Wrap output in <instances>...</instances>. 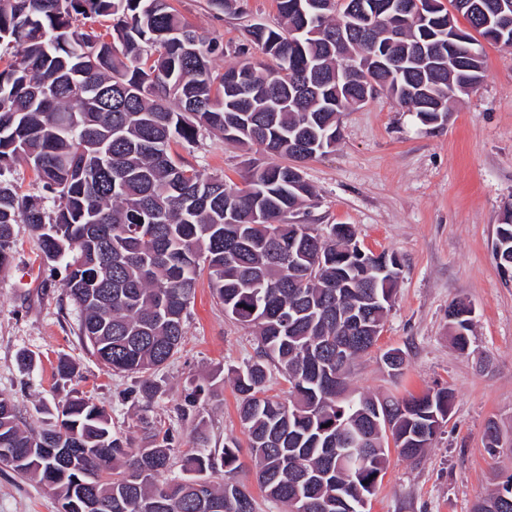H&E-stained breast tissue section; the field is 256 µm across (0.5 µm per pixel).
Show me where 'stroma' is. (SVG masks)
Wrapping results in <instances>:
<instances>
[{
  "label": "stroma",
  "instance_id": "stroma-1",
  "mask_svg": "<svg viewBox=\"0 0 512 512\" xmlns=\"http://www.w3.org/2000/svg\"><path fill=\"white\" fill-rule=\"evenodd\" d=\"M173 4L186 22L223 42L226 53L213 62L218 71L234 64L233 49L249 25L276 19L274 0H248L242 15L214 13L208 0ZM484 66L483 81L453 103L442 125L423 124L381 93L343 113L336 145L302 165L316 194L308 216L316 231L325 236L331 225H350L365 251L396 256L401 265L383 332L354 361L349 389L384 396L437 387L454 392L448 423L423 456L390 452L369 512H472L500 475L512 472V277L493 251L498 224L512 215V48L486 46ZM186 158L237 185L247 161L268 160L259 148L244 152L208 136ZM14 238L12 258L0 268V395L27 424L50 427L59 405L76 392L103 405L113 429L133 444L144 442L139 418L159 421L172 437V478L182 476L195 427L203 425L209 448L237 443L238 479L258 512H285L257 485L230 374L254 356L257 340L225 314L207 280L198 284L181 348L155 372L159 390L147 400L133 375L108 371L80 343L63 263L43 261L28 225H15ZM455 302L474 310L464 351L448 328ZM390 348L406 354L401 375H389L381 360ZM23 353L32 366L18 364ZM62 358L75 366L68 383L54 377ZM491 422L502 434L496 448L484 437ZM58 510L37 480L0 467V512Z\"/></svg>",
  "mask_w": 512,
  "mask_h": 512
}]
</instances>
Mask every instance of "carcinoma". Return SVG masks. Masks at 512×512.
Instances as JSON below:
<instances>
[{"instance_id":"cac0c4a2","label":"carcinoma","mask_w":512,"mask_h":512,"mask_svg":"<svg viewBox=\"0 0 512 512\" xmlns=\"http://www.w3.org/2000/svg\"><path fill=\"white\" fill-rule=\"evenodd\" d=\"M373 1L384 2L350 0L354 12L333 5L318 16L320 0H275L278 24L250 27L237 62L218 72L212 58L223 43L185 23L170 0H0V266L13 225H29L43 258L65 263L83 344L105 368L142 377L145 399L152 374L180 350L208 272L224 310L258 340L256 359L233 370L257 484L288 508L304 495L307 512H359L356 496L376 493L389 442L418 458L447 424L453 394L348 390L352 363L378 341L400 269L393 255L360 252L347 224L323 237L300 220L315 198L300 163L336 144L338 116L375 85L422 123L443 124L450 100L483 80L482 43L512 44V0H412L392 19L373 13ZM208 2L223 14L243 12L245 0ZM351 56L372 81L343 78ZM205 133L297 165L252 162L243 186L228 185L173 151ZM15 163L46 195L5 178ZM498 248L509 274V222L496 230ZM290 251L293 266L281 259ZM457 314L451 329L463 351L473 319L463 305ZM382 359L402 373V350ZM269 363L288 383L286 401L268 394ZM143 429L146 444L135 447L102 406L71 395L57 425L35 431L0 397V459L69 512H85L91 495L112 512H257L235 478L236 443L216 454L198 431L187 475L161 484L169 431ZM218 467L221 485L187 484ZM473 512H512V473Z\"/></svg>"}]
</instances>
